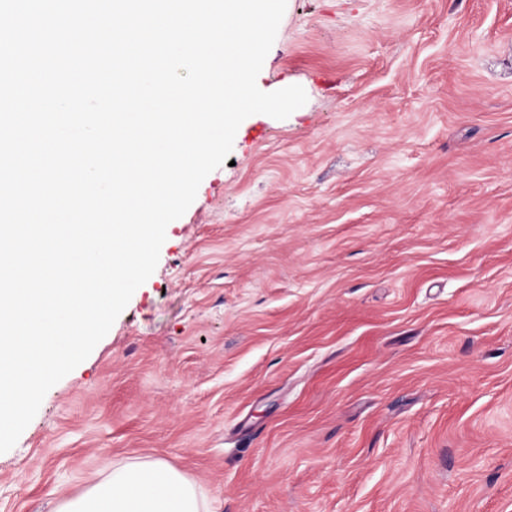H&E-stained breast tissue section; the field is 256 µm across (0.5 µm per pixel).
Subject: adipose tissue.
Listing matches in <instances>:
<instances>
[{
  "instance_id": "obj_1",
  "label": "adipose tissue",
  "mask_w": 512,
  "mask_h": 512,
  "mask_svg": "<svg viewBox=\"0 0 512 512\" xmlns=\"http://www.w3.org/2000/svg\"><path fill=\"white\" fill-rule=\"evenodd\" d=\"M58 512H209L195 485L158 461L132 462L64 501Z\"/></svg>"
}]
</instances>
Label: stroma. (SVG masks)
I'll return each instance as SVG.
<instances>
[{"mask_svg": "<svg viewBox=\"0 0 512 512\" xmlns=\"http://www.w3.org/2000/svg\"><path fill=\"white\" fill-rule=\"evenodd\" d=\"M151 277L0 454V512L162 461L210 512H512V0H287Z\"/></svg>", "mask_w": 512, "mask_h": 512, "instance_id": "obj_1", "label": "stroma"}]
</instances>
